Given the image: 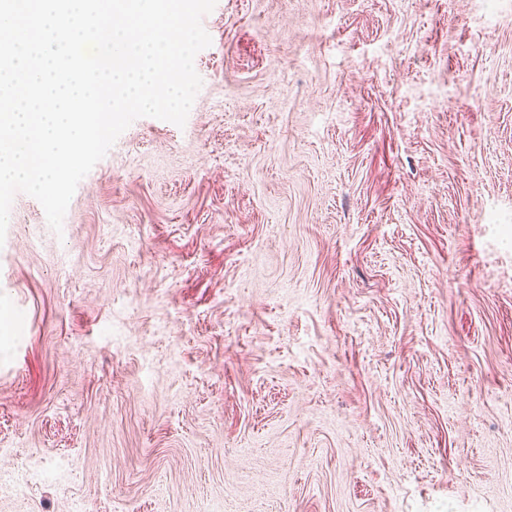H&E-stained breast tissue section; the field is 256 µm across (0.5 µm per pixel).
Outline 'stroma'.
I'll use <instances>...</instances> for the list:
<instances>
[{"label":"stroma","instance_id":"obj_1","mask_svg":"<svg viewBox=\"0 0 512 512\" xmlns=\"http://www.w3.org/2000/svg\"><path fill=\"white\" fill-rule=\"evenodd\" d=\"M184 126L0 244V512H512V0H217Z\"/></svg>","mask_w":512,"mask_h":512}]
</instances>
